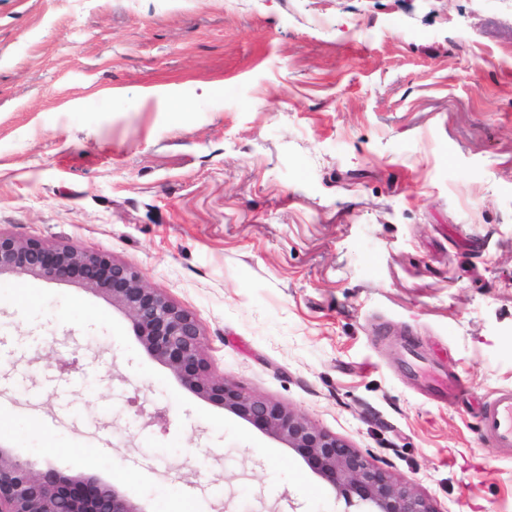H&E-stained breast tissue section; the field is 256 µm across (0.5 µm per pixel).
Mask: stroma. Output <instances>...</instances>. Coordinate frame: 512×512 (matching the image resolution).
Segmentation results:
<instances>
[{
	"label": "stroma",
	"instance_id": "1",
	"mask_svg": "<svg viewBox=\"0 0 512 512\" xmlns=\"http://www.w3.org/2000/svg\"><path fill=\"white\" fill-rule=\"evenodd\" d=\"M0 230L133 267L212 376L438 512H512L479 430L512 387V0H0ZM439 343L451 404L402 352ZM1 413L146 512H359L76 281L0 277Z\"/></svg>",
	"mask_w": 512,
	"mask_h": 512
}]
</instances>
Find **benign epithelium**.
Returning a JSON list of instances; mask_svg holds the SVG:
<instances>
[{
  "label": "benign epithelium",
  "instance_id": "benign-epithelium-1",
  "mask_svg": "<svg viewBox=\"0 0 512 512\" xmlns=\"http://www.w3.org/2000/svg\"><path fill=\"white\" fill-rule=\"evenodd\" d=\"M51 281L78 279L127 312L147 350L183 385L224 407L263 433L288 443L334 491L357 498L370 512H437L406 481L375 464L367 453L324 431L277 402L242 392L208 374L196 319L163 294L147 287L133 268L104 252L49 246L37 238L0 232V275ZM0 512H145L114 485L53 468L36 473L0 448Z\"/></svg>",
  "mask_w": 512,
  "mask_h": 512
}]
</instances>
